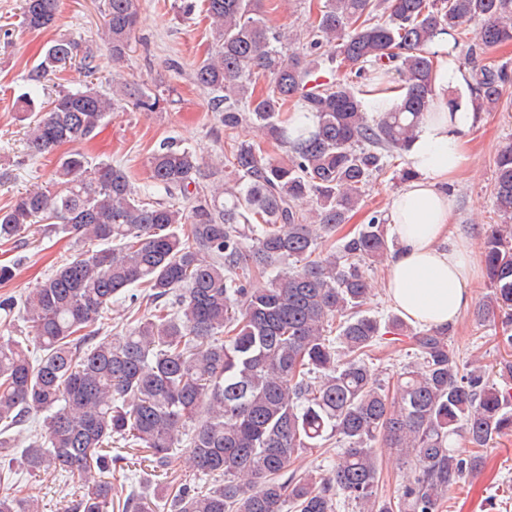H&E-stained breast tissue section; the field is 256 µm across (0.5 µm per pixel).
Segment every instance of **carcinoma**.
I'll list each match as a JSON object with an SVG mask.
<instances>
[{
    "label": "carcinoma",
    "mask_w": 512,
    "mask_h": 512,
    "mask_svg": "<svg viewBox=\"0 0 512 512\" xmlns=\"http://www.w3.org/2000/svg\"><path fill=\"white\" fill-rule=\"evenodd\" d=\"M59 5L22 0L24 26L52 28ZM204 6L213 43L194 81L214 94L224 130L250 124L259 139L234 141L224 155L234 184L209 193L199 191L202 159L168 140L149 156L141 192L124 167L75 150L58 157L46 186L0 209V241L51 221L85 245L20 305L0 301L4 317L22 313L36 347L0 336V460L14 456L8 432L39 411L19 463L78 475L86 490L71 512L112 508L106 474L121 460L112 456L118 441L149 453L155 473L185 454L200 474L224 477L205 489L162 485L157 499L172 512H337L339 504L440 512L448 491L481 471L480 450L512 432V141L497 156L494 213L503 226L484 240L489 294L474 311L479 322H500L503 385L481 365L458 373L452 327L417 331L397 314L384 322L365 314L369 271L387 256L382 215L339 245L332 236L432 111L436 38L476 25L471 57L511 43L512 0H324L300 52L268 25L263 0ZM101 12L119 62L137 30L138 0H102ZM76 61L92 71L91 50L60 38L27 76L17 111L30 120L35 154L92 139L116 97L159 108V96L123 83L110 97L61 90L36 106L46 77ZM327 63L336 81L316 82ZM392 71L401 82L391 84ZM506 79L500 68L473 71L475 110L496 106ZM288 262L293 270H278ZM125 293L126 327L89 345ZM388 333L410 337L418 352L391 387L367 362ZM331 439L341 453L329 472L281 480ZM379 440L409 471L392 499L378 496ZM122 510L156 512L133 485ZM0 512L39 508L21 488L0 495Z\"/></svg>",
    "instance_id": "1"
}]
</instances>
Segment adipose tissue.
I'll use <instances>...</instances> for the list:
<instances>
[{"mask_svg":"<svg viewBox=\"0 0 512 512\" xmlns=\"http://www.w3.org/2000/svg\"><path fill=\"white\" fill-rule=\"evenodd\" d=\"M438 51L434 98L439 109L426 114L407 151L415 177L392 196L388 211L394 246L386 288L399 314L425 328H443L457 320L469 304L472 278L468 241L448 239L453 206L445 187L466 161L465 135L474 115H447L448 87L459 73L447 40H440Z\"/></svg>","mask_w":512,"mask_h":512,"instance_id":"ef3b65f1","label":"adipose tissue"}]
</instances>
